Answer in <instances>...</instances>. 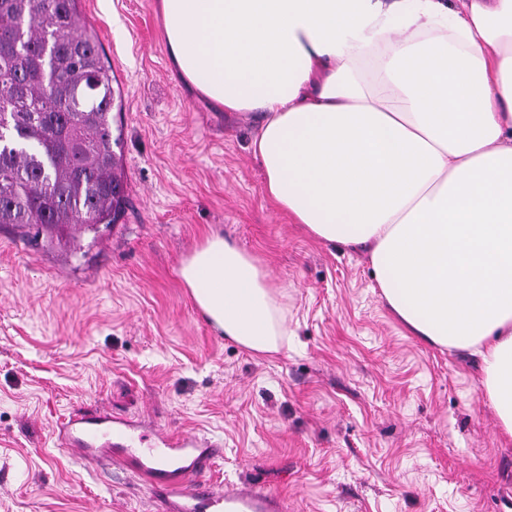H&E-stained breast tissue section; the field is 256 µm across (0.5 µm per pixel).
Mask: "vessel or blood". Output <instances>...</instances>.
Listing matches in <instances>:
<instances>
[{
  "instance_id": "obj_1",
  "label": "vessel or blood",
  "mask_w": 512,
  "mask_h": 512,
  "mask_svg": "<svg viewBox=\"0 0 512 512\" xmlns=\"http://www.w3.org/2000/svg\"><path fill=\"white\" fill-rule=\"evenodd\" d=\"M137 424L105 412L77 415L58 430L60 447L93 462L109 461L141 476L165 512H274L264 495L222 491L200 478L218 457V444L185 432L158 436L140 447Z\"/></svg>"
}]
</instances>
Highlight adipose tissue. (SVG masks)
Wrapping results in <instances>:
<instances>
[{
  "label": "adipose tissue",
  "instance_id": "1",
  "mask_svg": "<svg viewBox=\"0 0 512 512\" xmlns=\"http://www.w3.org/2000/svg\"><path fill=\"white\" fill-rule=\"evenodd\" d=\"M180 80L251 115L264 192L365 250L392 312L481 362L512 436V0H159ZM180 277L256 352L288 330L259 260L215 233Z\"/></svg>",
  "mask_w": 512,
  "mask_h": 512
}]
</instances>
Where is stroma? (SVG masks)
<instances>
[{"label":"stroma","mask_w":512,"mask_h":512,"mask_svg":"<svg viewBox=\"0 0 512 512\" xmlns=\"http://www.w3.org/2000/svg\"><path fill=\"white\" fill-rule=\"evenodd\" d=\"M122 108L115 224H0V512H157L136 474L59 448L94 409L146 438L220 444L203 481L280 512H512V437L460 350L394 316L364 251L307 235L264 195L254 122L176 78L156 0H79ZM220 232L286 291L259 356L208 324L179 269Z\"/></svg>","instance_id":"1"}]
</instances>
